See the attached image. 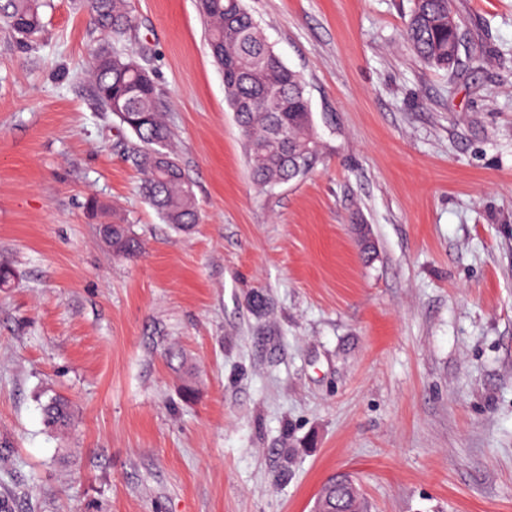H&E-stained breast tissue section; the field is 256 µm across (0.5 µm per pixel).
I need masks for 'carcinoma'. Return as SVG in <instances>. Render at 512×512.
I'll return each instance as SVG.
<instances>
[{"label": "carcinoma", "mask_w": 512, "mask_h": 512, "mask_svg": "<svg viewBox=\"0 0 512 512\" xmlns=\"http://www.w3.org/2000/svg\"><path fill=\"white\" fill-rule=\"evenodd\" d=\"M44 0H0V26L23 40L42 28ZM97 29L111 39L97 53L94 93L101 109L118 116L138 138L132 152L145 174L142 191L174 227L199 221L191 186L169 150L171 132L162 119L156 85L142 58L123 48L136 27L129 0H84ZM212 56L224 73V93L243 133L253 166L252 178L275 186L308 174L320 153L312 113L300 75L267 45L242 0H199ZM405 38L425 63L440 69L459 54V24L450 0H415ZM104 241L127 258L141 254L142 243L126 224H106ZM48 428L65 434L73 426L70 402L58 395L43 405ZM319 506L325 512H367L359 486L344 475L329 480Z\"/></svg>", "instance_id": "cac0c4a2"}]
</instances>
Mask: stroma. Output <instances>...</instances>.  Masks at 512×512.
<instances>
[{
    "mask_svg": "<svg viewBox=\"0 0 512 512\" xmlns=\"http://www.w3.org/2000/svg\"><path fill=\"white\" fill-rule=\"evenodd\" d=\"M244 3L320 161L256 185L197 0H131L186 232L93 95L78 0L33 40L0 29V507L313 512L348 474L372 512H512V0H452L449 70L404 41L413 0ZM104 241L113 252L127 258H134L141 254L142 243L131 232L126 224H106L102 230ZM44 422L48 428L59 434H65L73 426V411L70 402L58 395L49 397L43 405Z\"/></svg>",
    "mask_w": 512,
    "mask_h": 512,
    "instance_id": "35a3bbf8",
    "label": "stroma"
}]
</instances>
